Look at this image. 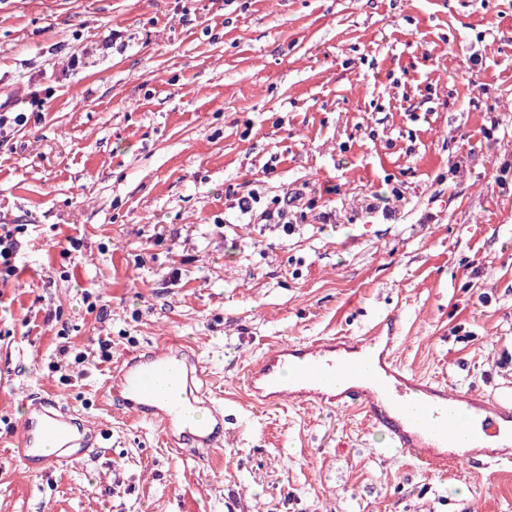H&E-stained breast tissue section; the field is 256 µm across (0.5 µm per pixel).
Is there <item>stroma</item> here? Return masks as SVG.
I'll return each instance as SVG.
<instances>
[{
	"instance_id": "stroma-1",
	"label": "stroma",
	"mask_w": 512,
	"mask_h": 512,
	"mask_svg": "<svg viewBox=\"0 0 512 512\" xmlns=\"http://www.w3.org/2000/svg\"><path fill=\"white\" fill-rule=\"evenodd\" d=\"M32 92L0 142V512H512V461L430 466L236 380L395 315L410 370L512 398V0H0V97ZM295 191L292 230L262 220ZM168 338L208 365L223 447H169L74 362ZM46 399L102 452L25 466ZM21 225L0 224V283L6 284L17 275V256L20 251L17 233Z\"/></svg>"
}]
</instances>
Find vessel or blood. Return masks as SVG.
<instances>
[{"label":"vessel or blood","instance_id":"obj_1","mask_svg":"<svg viewBox=\"0 0 512 512\" xmlns=\"http://www.w3.org/2000/svg\"><path fill=\"white\" fill-rule=\"evenodd\" d=\"M395 336H358L300 344L279 343L241 374L258 407L312 404L331 410L359 409L381 429L392 448L440 465L438 449L458 435L482 430L494 438L512 422V399L485 403L468 393L449 394L437 380L413 373L397 358ZM196 352L160 343L125 351L113 365L105 393L143 423H158L174 447L219 448L224 443V406L194 379H206ZM426 413L415 423L413 412ZM206 410L197 419L196 410ZM24 460L44 465L77 463L98 446L99 426H84L63 409L32 407L20 424Z\"/></svg>","mask_w":512,"mask_h":512}]
</instances>
